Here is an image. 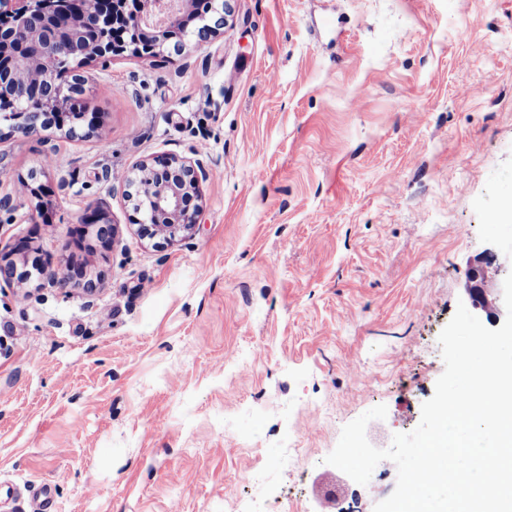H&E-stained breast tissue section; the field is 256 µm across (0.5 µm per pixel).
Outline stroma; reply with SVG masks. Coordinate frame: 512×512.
<instances>
[{
    "instance_id": "1",
    "label": "stroma",
    "mask_w": 512,
    "mask_h": 512,
    "mask_svg": "<svg viewBox=\"0 0 512 512\" xmlns=\"http://www.w3.org/2000/svg\"><path fill=\"white\" fill-rule=\"evenodd\" d=\"M510 39L512 0H231L210 40L94 62L95 129L1 139L0 250L96 290L0 277V512L33 483L53 512H337L327 483L373 512L397 472L326 464L343 426L412 432L469 258L512 269ZM159 154L208 172L164 248L114 188ZM91 207L113 243L78 240Z\"/></svg>"
}]
</instances>
